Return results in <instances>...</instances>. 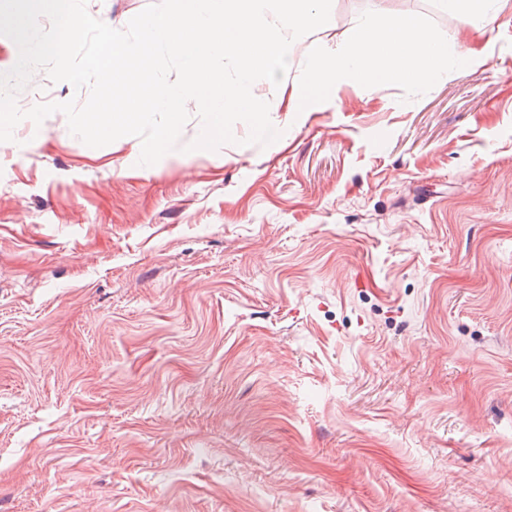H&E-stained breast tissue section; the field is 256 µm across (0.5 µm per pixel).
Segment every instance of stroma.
Masks as SVG:
<instances>
[{"label":"stroma","instance_id":"obj_1","mask_svg":"<svg viewBox=\"0 0 512 512\" xmlns=\"http://www.w3.org/2000/svg\"><path fill=\"white\" fill-rule=\"evenodd\" d=\"M150 0H87L122 30ZM472 41L446 0H332ZM410 99L138 165L56 112L0 144V512H512V5Z\"/></svg>","mask_w":512,"mask_h":512}]
</instances>
